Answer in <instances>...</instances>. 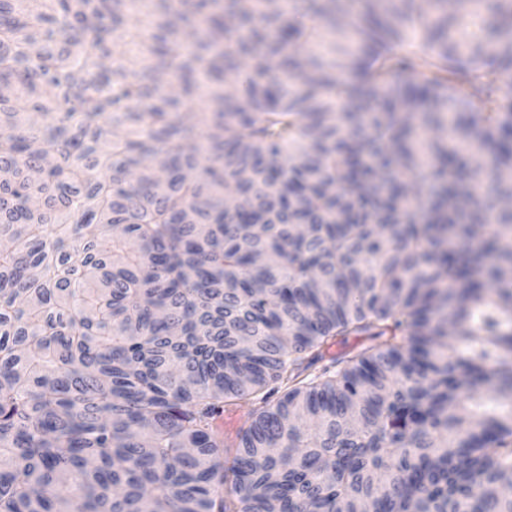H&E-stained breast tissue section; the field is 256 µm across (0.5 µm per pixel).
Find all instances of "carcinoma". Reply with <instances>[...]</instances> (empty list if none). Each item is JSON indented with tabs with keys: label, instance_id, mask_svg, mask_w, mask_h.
<instances>
[{
	"label": "carcinoma",
	"instance_id": "carcinoma-1",
	"mask_svg": "<svg viewBox=\"0 0 512 512\" xmlns=\"http://www.w3.org/2000/svg\"><path fill=\"white\" fill-rule=\"evenodd\" d=\"M128 2L0 0V512H512V0ZM236 415L239 416V427H244L249 421V408L242 407L235 409ZM229 413H226L219 420V428L221 431V436L223 438L224 431V444L226 446H231L235 440L237 431L239 429L237 420H231L228 416ZM224 428V430H223Z\"/></svg>",
	"mask_w": 512,
	"mask_h": 512
}]
</instances>
